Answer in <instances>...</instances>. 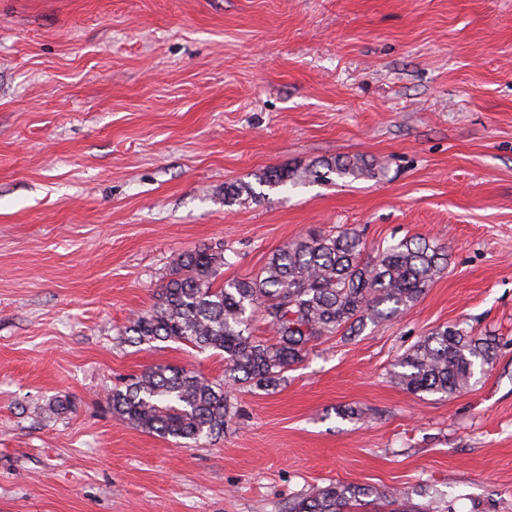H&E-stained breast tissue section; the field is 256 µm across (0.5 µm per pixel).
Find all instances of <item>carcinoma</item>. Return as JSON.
<instances>
[{
    "label": "carcinoma",
    "instance_id": "carcinoma-1",
    "mask_svg": "<svg viewBox=\"0 0 512 512\" xmlns=\"http://www.w3.org/2000/svg\"><path fill=\"white\" fill-rule=\"evenodd\" d=\"M371 171L361 157L338 156L300 175L272 167L258 175L271 189L302 177L321 182L334 174L359 176ZM259 197L248 182L224 185V203L241 205ZM446 247L434 240L404 238L368 253L363 234L346 228L309 233L275 250L253 276L222 281L231 264L211 247L173 259L167 280L149 310L127 328L134 344L174 342L198 351L224 353V380H210L186 368L155 366L114 388L107 400L112 414L130 426L162 438L218 437L237 415L232 390L270 391L307 353L308 345L338 333L359 335L414 306L445 268ZM260 323L272 333L255 335ZM491 337H474L448 325L413 344L393 364V377L413 394L452 396L470 386L476 366L495 355ZM414 491L380 490L331 482L293 499L284 512H426L413 503Z\"/></svg>",
    "mask_w": 512,
    "mask_h": 512
}]
</instances>
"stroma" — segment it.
I'll list each match as a JSON object with an SVG mask.
<instances>
[{
  "label": "stroma",
  "instance_id": "obj_1",
  "mask_svg": "<svg viewBox=\"0 0 512 512\" xmlns=\"http://www.w3.org/2000/svg\"><path fill=\"white\" fill-rule=\"evenodd\" d=\"M339 155L374 176L224 186ZM448 247L397 317L313 342L221 437L167 440L106 395L222 355L125 342L173 259L225 279L310 229ZM497 336L468 389L391 377L421 336ZM58 400L69 403L51 412ZM332 481L512 512V0H0V512H282ZM259 195L248 182H232L224 186V203L227 205L245 204Z\"/></svg>",
  "mask_w": 512,
  "mask_h": 512
}]
</instances>
